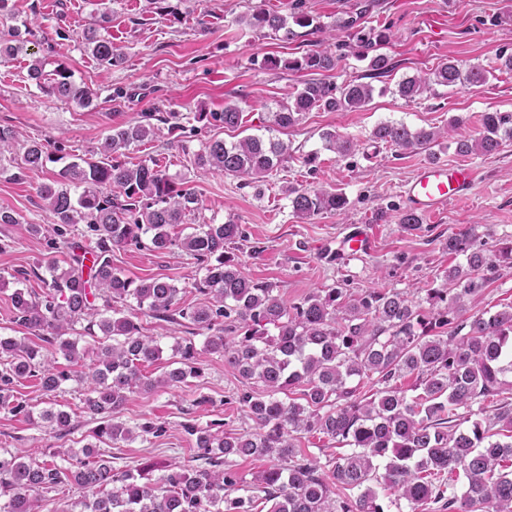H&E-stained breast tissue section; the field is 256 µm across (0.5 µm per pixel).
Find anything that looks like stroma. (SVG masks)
Listing matches in <instances>:
<instances>
[{"label": "stroma", "instance_id": "1", "mask_svg": "<svg viewBox=\"0 0 512 512\" xmlns=\"http://www.w3.org/2000/svg\"><path fill=\"white\" fill-rule=\"evenodd\" d=\"M267 2L281 14L295 8L313 17L325 35L347 39L336 27L337 19L364 12L371 25L388 28L386 51L396 69L391 76L373 79L372 101L360 111L305 113L284 140L293 156L273 176L248 182L221 174H200L192 159L202 143L221 138L231 143L239 131L196 124L184 142L175 141L167 128L125 152L136 163L152 157L170 173L185 175L202 207L198 224H240L245 235L238 252L242 270L257 282L275 284L286 304L300 302L314 291L346 288L357 293L369 288L403 292L442 284L448 266L449 234L477 226L486 250L512 244V141L490 156H472L484 174L472 196L450 203L436 221H423L415 231L404 230L398 214L404 205L400 184L430 157L457 161L454 149L434 154L396 155L391 149H374L366 140L382 120L405 123L410 128L444 127L451 117L462 118L461 130L478 133L486 112L512 111V74L494 72L480 86H442L407 101L395 95L399 80L422 75L439 64L456 59L463 63L494 64L499 53H512V0H168L175 9L166 14L154 0H11V15L0 20V41L18 35L23 50L11 63L0 65V125L12 127L20 140L37 139L56 144L55 160L45 168L13 178L0 173V209L11 210L16 223L0 224V335L25 336L12 323L10 296L18 283L16 271L27 270L47 253L50 235H32L27 225H50L51 217L37 189L56 176L72 155L84 154L108 135L113 126L138 121L142 112L164 102L174 112H220L235 105L242 111L249 133L267 135L271 112L286 103L301 74L260 68L265 56H301L302 41L282 42L239 26L238 20L252 6ZM112 41L123 59L116 66L98 64L82 43L88 28ZM45 58L67 62L78 83L96 92L93 107L79 108L43 95L25 81L30 60ZM363 140L364 149L339 158L323 150V131ZM320 153L315 169L300 156ZM323 186L342 192L347 208L309 219L294 215L286 194L291 186ZM366 227L372 244L361 256L341 252L342 242L355 227ZM339 252L338 260L327 252ZM112 264L127 277L169 276L179 285L191 282L196 267L184 251L165 252L127 247L113 251ZM48 362L70 369L66 390L49 398L34 379L20 380L15 397L33 411L55 407L73 415L74 433L56 437L40 420L13 415L0 408V448L27 460L48 459L58 448H79L90 442L93 420L77 406L78 384L91 359L68 365L52 348H44ZM203 374L182 389L160 388L131 394L119 419L128 425L147 420L164 423L159 438H136L108 444L107 451L121 465L145 462L187 466L194 454L192 440L182 424L193 418L205 427L214 422L244 431L252 422L234 393L242 388L236 371L216 354H203ZM204 396L208 405L192 406Z\"/></svg>", "mask_w": 512, "mask_h": 512}]
</instances>
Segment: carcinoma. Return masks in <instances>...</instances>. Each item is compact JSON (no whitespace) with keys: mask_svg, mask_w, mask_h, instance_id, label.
I'll list each match as a JSON object with an SVG mask.
<instances>
[{"mask_svg":"<svg viewBox=\"0 0 512 512\" xmlns=\"http://www.w3.org/2000/svg\"><path fill=\"white\" fill-rule=\"evenodd\" d=\"M294 26H289L288 22ZM239 23L267 30L283 42L308 28V14L291 16L255 6ZM337 27L348 31L353 55L367 62L369 76L382 78L396 68L384 52L390 36L350 16ZM83 39L104 67L121 61L112 42L88 30ZM346 54L326 40L311 42L301 57H265L270 70L309 72L313 78L294 88L290 101L270 115L268 130L286 131L312 110L357 111L368 105L373 87L358 80L337 83L332 72ZM491 71L480 63L461 68L448 61L423 76L397 82L395 93L412 100L432 86L454 87L460 81L484 84ZM26 80L46 96L92 105L96 93L73 79L63 63L49 72L45 61L29 65ZM173 133L182 120L212 121L228 129L242 127L235 105L222 112L185 116L160 106L141 113V120L112 128L95 149L76 155L38 194L47 204L63 247L70 250L63 268L50 255L38 260L30 274L46 291L26 288L11 294L13 322L53 347L69 362L80 359L79 343L89 337L93 367L81 377L82 412L98 422L94 441L58 453L56 460L26 461L0 448V512H39L42 491L80 490L66 512H385L405 501L410 512H512V305L494 313L470 311L501 264L512 263V247L489 254L478 243L476 228L448 235V254L463 261L448 267V288L425 289L424 308L404 292L371 288L350 293L328 288L287 305L273 285L255 282L241 270L232 244L243 238L238 224H197L179 241L170 228L185 224L201 209L187 181L168 174L153 159L129 163L123 151L155 133L151 120ZM482 130L451 140L460 156L492 155L512 140V112H486ZM448 128L412 130L397 121H381L370 133L377 147L396 152L430 150ZM325 148L344 158L359 150L357 140L327 131ZM16 133L0 126V162L12 153ZM292 156L280 139L245 135L230 144L211 139L193 154L195 169L226 176L259 179ZM53 161L48 145L32 141L16 164V179L25 171ZM288 199L302 219L336 213L346 196L324 187H291ZM83 228H78V225ZM90 242L87 249L84 242ZM149 243L152 250L178 246L197 265L195 290L207 296L201 306L183 305V289L170 277L131 279L112 267V250ZM114 303L125 309L112 307ZM176 322L182 318L209 331L202 348L188 337L174 348L175 360L157 378L144 373L161 359L155 336L143 333L140 320ZM83 324V331L76 325ZM204 353L219 354L236 370L246 389L233 401L248 413L252 427L244 432L212 431L183 424L194 438L190 468L145 463L122 469L100 450L109 441H127L137 431L159 437L164 427L146 422L131 428L118 420L129 395L180 387L201 375ZM414 379L410 390L398 381ZM34 378L53 396L71 375L46 363L40 347L27 338L0 336V406L33 413L22 404L10 406L13 386ZM299 398H293V395ZM481 414L476 419L474 415ZM38 419L57 437L71 434V414L47 408ZM300 434H322L345 448L321 463L297 448ZM233 456H265L268 468L256 476L257 490L242 485ZM162 471L157 478L153 472ZM463 472L467 489L457 494L451 475Z\"/></svg>","mask_w":512,"mask_h":512,"instance_id":"1","label":"carcinoma"}]
</instances>
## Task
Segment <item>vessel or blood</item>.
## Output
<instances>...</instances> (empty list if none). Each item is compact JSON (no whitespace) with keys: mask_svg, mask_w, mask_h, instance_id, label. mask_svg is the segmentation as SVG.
Listing matches in <instances>:
<instances>
[{"mask_svg":"<svg viewBox=\"0 0 512 512\" xmlns=\"http://www.w3.org/2000/svg\"><path fill=\"white\" fill-rule=\"evenodd\" d=\"M479 180V169L465 161L424 163L402 184L400 196L406 210L433 217L449 203L468 198Z\"/></svg>","mask_w":512,"mask_h":512,"instance_id":"b4317fda","label":"vessel or blood"}]
</instances>
